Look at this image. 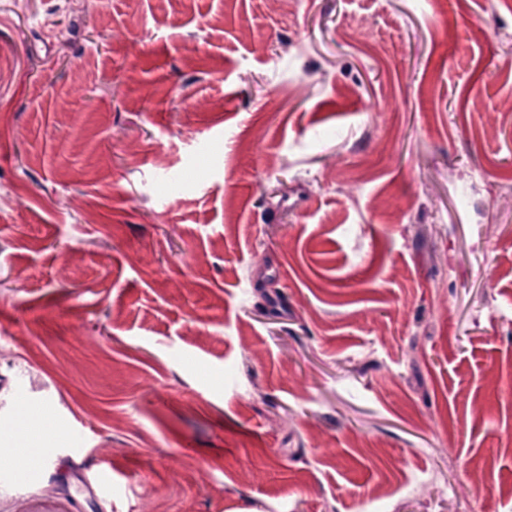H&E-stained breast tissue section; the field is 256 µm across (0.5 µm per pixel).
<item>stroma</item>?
Masks as SVG:
<instances>
[{"label": "stroma", "mask_w": 512, "mask_h": 512, "mask_svg": "<svg viewBox=\"0 0 512 512\" xmlns=\"http://www.w3.org/2000/svg\"><path fill=\"white\" fill-rule=\"evenodd\" d=\"M24 403L0 512H512V0H0ZM15 448L11 464L14 467L27 468L31 461L32 448H38L42 444V434L34 429H23L15 431ZM101 468L97 470L95 476L90 479L83 476L79 480L77 492L82 493L85 490H94V487L103 494H111L112 492V462L110 459L104 458L100 460Z\"/></svg>", "instance_id": "1"}]
</instances>
